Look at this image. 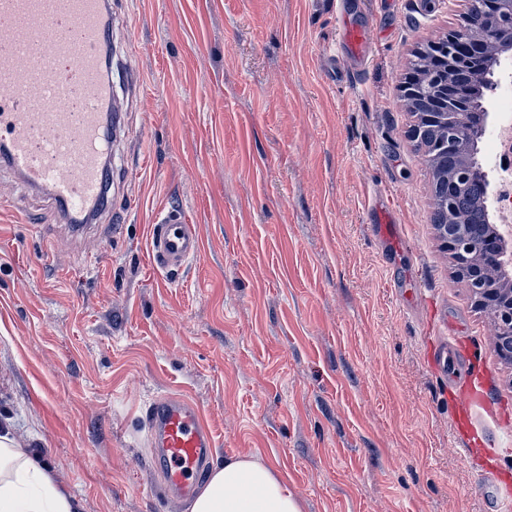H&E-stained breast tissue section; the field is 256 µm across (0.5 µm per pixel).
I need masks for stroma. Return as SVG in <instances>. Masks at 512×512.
Instances as JSON below:
<instances>
[{
  "instance_id": "stroma-1",
  "label": "stroma",
  "mask_w": 512,
  "mask_h": 512,
  "mask_svg": "<svg viewBox=\"0 0 512 512\" xmlns=\"http://www.w3.org/2000/svg\"><path fill=\"white\" fill-rule=\"evenodd\" d=\"M468 0H112L126 137L110 206L73 233L0 169V431L36 450L79 512H165L143 413L188 396L217 461L258 456L303 512H494L512 453L455 427L462 343L512 440V363L432 224L427 157L400 85ZM371 27L366 70L333 80L338 14ZM384 202L399 245H386ZM197 226L179 274L148 256L164 211ZM116 224L101 239L99 227Z\"/></svg>"
}]
</instances>
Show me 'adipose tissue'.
I'll use <instances>...</instances> for the list:
<instances>
[{
	"instance_id": "1",
	"label": "adipose tissue",
	"mask_w": 512,
	"mask_h": 512,
	"mask_svg": "<svg viewBox=\"0 0 512 512\" xmlns=\"http://www.w3.org/2000/svg\"><path fill=\"white\" fill-rule=\"evenodd\" d=\"M0 512H77L39 454L7 432L0 434ZM191 512H302V505L272 466L249 456L216 464Z\"/></svg>"
}]
</instances>
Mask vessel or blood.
Masks as SVG:
<instances>
[{
    "instance_id": "obj_1",
    "label": "vessel or blood",
    "mask_w": 512,
    "mask_h": 512,
    "mask_svg": "<svg viewBox=\"0 0 512 512\" xmlns=\"http://www.w3.org/2000/svg\"><path fill=\"white\" fill-rule=\"evenodd\" d=\"M110 0H0V165L45 189L67 218L109 203L104 133L112 86L106 47L112 36ZM337 51L359 64L371 56L370 29L347 16L338 23ZM201 253L195 225L168 211L149 236L153 268L176 272ZM151 461L159 472L166 512L192 498L217 448L201 409L185 396L163 394L146 410Z\"/></svg>"
}]
</instances>
